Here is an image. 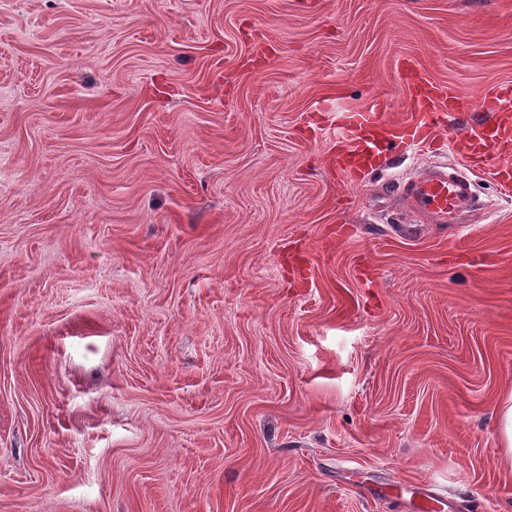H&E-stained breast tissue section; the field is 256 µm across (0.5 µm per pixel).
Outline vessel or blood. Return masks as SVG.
<instances>
[{
    "instance_id": "vessel-or-blood-1",
    "label": "vessel or blood",
    "mask_w": 512,
    "mask_h": 512,
    "mask_svg": "<svg viewBox=\"0 0 512 512\" xmlns=\"http://www.w3.org/2000/svg\"><path fill=\"white\" fill-rule=\"evenodd\" d=\"M487 113L480 127L449 140L448 147L467 167L491 170L502 187L512 189V84L498 83L481 93L466 96L418 77L412 97V115L390 126L375 108L343 113L340 129L346 150L339 167L344 174L378 168L385 145L425 144L446 125L451 112ZM400 210L426 224H455L475 206L471 180L462 172L434 167L403 182L393 198Z\"/></svg>"
}]
</instances>
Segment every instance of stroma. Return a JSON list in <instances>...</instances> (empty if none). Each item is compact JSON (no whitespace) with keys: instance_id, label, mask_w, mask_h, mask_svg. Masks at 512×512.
<instances>
[{"instance_id":"obj_1","label":"stroma","mask_w":512,"mask_h":512,"mask_svg":"<svg viewBox=\"0 0 512 512\" xmlns=\"http://www.w3.org/2000/svg\"><path fill=\"white\" fill-rule=\"evenodd\" d=\"M512 82V0H0V512H505L512 198L397 233L336 170L407 65ZM496 421L498 448L512 463V396L498 409Z\"/></svg>"}]
</instances>
